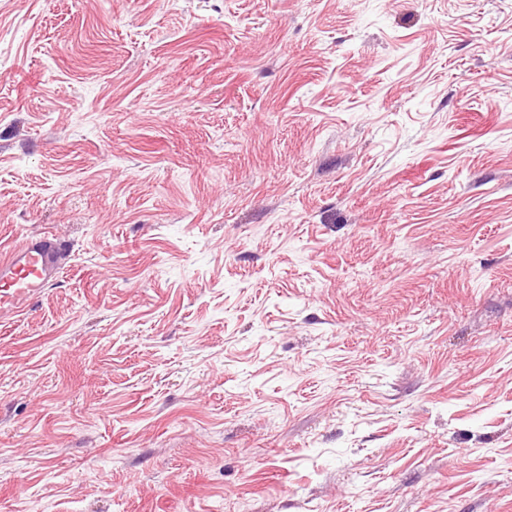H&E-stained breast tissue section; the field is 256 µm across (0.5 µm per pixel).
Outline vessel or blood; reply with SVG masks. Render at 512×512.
<instances>
[{
  "instance_id": "obj_1",
  "label": "vessel or blood",
  "mask_w": 512,
  "mask_h": 512,
  "mask_svg": "<svg viewBox=\"0 0 512 512\" xmlns=\"http://www.w3.org/2000/svg\"><path fill=\"white\" fill-rule=\"evenodd\" d=\"M65 249V242L50 233L23 240L0 259V300L17 310L41 288L57 281Z\"/></svg>"
}]
</instances>
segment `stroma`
Instances as JSON below:
<instances>
[{"label":"stroma","mask_w":512,"mask_h":512,"mask_svg":"<svg viewBox=\"0 0 512 512\" xmlns=\"http://www.w3.org/2000/svg\"><path fill=\"white\" fill-rule=\"evenodd\" d=\"M0 512H512V0H0ZM65 241L50 233H39L23 240L0 259V302L6 297L12 310L60 277Z\"/></svg>","instance_id":"obj_1"}]
</instances>
